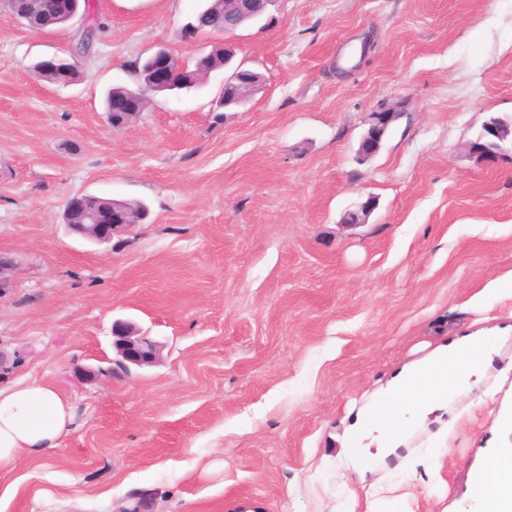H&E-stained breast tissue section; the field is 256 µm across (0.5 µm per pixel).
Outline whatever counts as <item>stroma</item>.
I'll return each instance as SVG.
<instances>
[{"label":"stroma","instance_id":"35a3bbf8","mask_svg":"<svg viewBox=\"0 0 512 512\" xmlns=\"http://www.w3.org/2000/svg\"><path fill=\"white\" fill-rule=\"evenodd\" d=\"M90 3L106 34L68 86L33 65L74 52L83 18L34 34L0 5V385L39 379L73 408L58 448L0 470V512H344L378 478L407 512H473L484 456L512 444V299L488 292L512 273V158L467 144L512 114V0H278L231 37L264 76L245 106L217 107L219 69L121 131L105 91L138 88L158 47L190 63L215 37L180 35L202 0ZM384 102L402 113L359 161ZM82 193L149 217L89 243L63 223ZM118 319L156 363L84 378L115 359ZM476 331L495 344L468 394L375 472L347 469L374 394Z\"/></svg>","mask_w":512,"mask_h":512}]
</instances>
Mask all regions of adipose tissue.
I'll use <instances>...</instances> for the list:
<instances>
[{"label": "adipose tissue", "instance_id": "adipose-tissue-1", "mask_svg": "<svg viewBox=\"0 0 512 512\" xmlns=\"http://www.w3.org/2000/svg\"><path fill=\"white\" fill-rule=\"evenodd\" d=\"M490 352L489 336L468 335L399 373L367 406L359 431L344 443L353 470L361 475L370 471L375 457L400 447L409 426L425 422L449 399L466 395L470 377L483 368ZM69 424V405L49 384L32 379L0 386V468L23 456H46L58 447ZM365 430L377 434L376 453L362 444ZM472 494L476 512H512V448L486 457Z\"/></svg>", "mask_w": 512, "mask_h": 512}]
</instances>
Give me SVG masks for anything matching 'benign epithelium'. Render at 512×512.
Returning <instances> with one entry per match:
<instances>
[{"mask_svg":"<svg viewBox=\"0 0 512 512\" xmlns=\"http://www.w3.org/2000/svg\"><path fill=\"white\" fill-rule=\"evenodd\" d=\"M277 0H224V29L221 33L230 35L241 28L247 22L255 20L263 15L268 7L275 5ZM28 13L17 14V17L29 29L37 33H47L53 29L54 19L49 18L35 25L32 19L37 16L39 9L36 2L28 3ZM174 55L166 47H160L146 58L145 86L152 92H172L175 90L172 61ZM42 69L55 72L59 69L73 65L72 59L61 56H46L38 61ZM224 85L234 88L230 96L221 97L220 103L226 108L240 107L247 104L250 98L260 90L262 76L255 70L240 63L224 75ZM397 115V107L382 106L370 113L369 127L362 137L358 156L362 160H368L379 150L390 125ZM512 143V120H491L484 126V134L469 144V152L476 160L491 165L501 155L504 143ZM375 206V200L371 197L363 202L358 210L347 213L345 220L351 225L365 222ZM107 210L117 215V221L107 224H88L83 221L76 223L74 216H86L99 210ZM65 223L69 230L97 244L109 243L112 239L127 228L134 226L138 220L133 218L123 209V201L85 193L74 197L68 203L64 212ZM15 267L14 260L9 256L0 255V293L11 288L12 273ZM113 348L117 358L112 360V368L108 372L117 369L129 370L132 366L143 367L155 363L158 356V344L146 336L138 333L136 326L126 320H117L112 324Z\"/></svg>","mask_w":512,"mask_h":512,"instance_id":"7a95c632","label":"benign epithelium"}]
</instances>
